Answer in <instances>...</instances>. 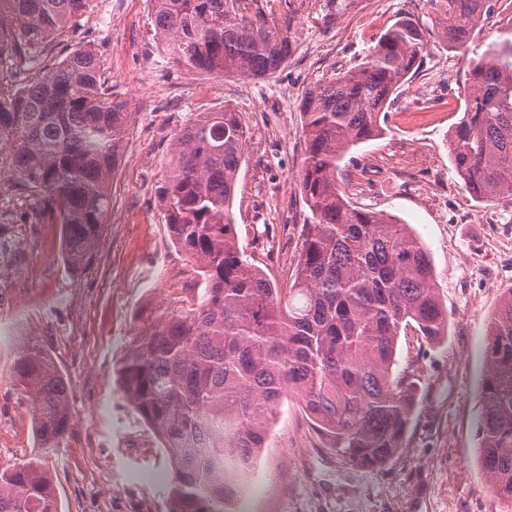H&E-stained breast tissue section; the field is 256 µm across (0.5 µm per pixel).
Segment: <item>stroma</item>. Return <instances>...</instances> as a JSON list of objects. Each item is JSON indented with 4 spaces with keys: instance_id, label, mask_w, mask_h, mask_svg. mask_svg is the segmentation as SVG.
Listing matches in <instances>:
<instances>
[{
    "instance_id": "1",
    "label": "stroma",
    "mask_w": 512,
    "mask_h": 512,
    "mask_svg": "<svg viewBox=\"0 0 512 512\" xmlns=\"http://www.w3.org/2000/svg\"><path fill=\"white\" fill-rule=\"evenodd\" d=\"M150 0H96L39 58L0 59V79L27 83L77 49L93 50L131 116L109 183L106 232L88 268L62 257L63 229L42 215L32 192L0 187V234L21 237L18 266L0 273V419L12 437L0 472L39 455L32 408L10 365L20 343L41 344L69 385L72 426L46 471L59 512H167L166 472L152 431L124 400L116 367L142 317L193 287V265L168 235L158 207L173 144L194 112L231 107L246 130L233 201L240 248L278 287H287L302 250L307 209L298 189L304 164L301 103L312 86L357 63L401 17L425 0H354L337 14L326 0H268L247 14L290 17L295 41L273 76L217 77L164 58L153 38ZM512 40V0H497L467 52L431 41L387 115L383 133L354 147L340 176L351 201L397 215L426 245L448 333L429 343L400 337L399 368L419 396L403 452L380 470L345 464L304 408L285 397L236 512H507L478 461L483 346L512 289V196L475 200L451 162L453 126L470 85L465 53Z\"/></svg>"
}]
</instances>
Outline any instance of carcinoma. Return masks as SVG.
I'll return each instance as SVG.
<instances>
[{
  "label": "carcinoma",
  "instance_id": "obj_1",
  "mask_svg": "<svg viewBox=\"0 0 512 512\" xmlns=\"http://www.w3.org/2000/svg\"><path fill=\"white\" fill-rule=\"evenodd\" d=\"M168 58L207 74L265 78L292 53L291 21L241 0H150ZM431 28L398 20L352 69L309 88L299 191L310 213L288 291L236 241L232 205L243 159L241 113L198 112L179 133L158 205L173 244L196 265L198 287L142 319L116 368L120 389L153 432L171 476L169 512H229L288 391L346 464L380 469L402 450L416 384L395 374L398 338L435 341L448 311L430 254L394 214L353 206L339 162L381 132L380 116L428 52L430 31L467 47L493 0H426ZM94 0H0V57L31 60L93 9ZM471 93L450 140L465 190L512 194V41L467 59ZM127 103L112 95L91 50H75L21 86L0 82V179L39 197L63 225L71 269L90 262L109 216V181L125 138ZM479 463L512 506V292L485 346ZM33 408L39 447L70 429L68 385L35 342L11 366ZM0 512H58L51 479L29 461L0 475Z\"/></svg>",
  "mask_w": 512,
  "mask_h": 512
}]
</instances>
